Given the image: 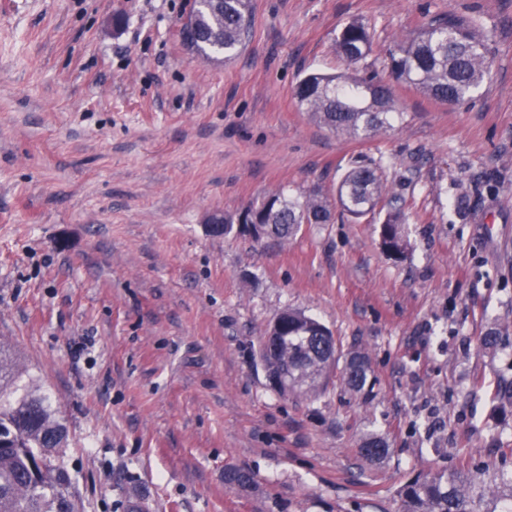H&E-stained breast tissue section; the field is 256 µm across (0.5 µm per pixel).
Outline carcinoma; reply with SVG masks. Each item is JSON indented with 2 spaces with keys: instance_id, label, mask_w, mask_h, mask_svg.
Listing matches in <instances>:
<instances>
[{
  "instance_id": "carcinoma-1",
  "label": "carcinoma",
  "mask_w": 512,
  "mask_h": 512,
  "mask_svg": "<svg viewBox=\"0 0 512 512\" xmlns=\"http://www.w3.org/2000/svg\"><path fill=\"white\" fill-rule=\"evenodd\" d=\"M249 0H198V8L181 29L183 43L209 57H229L250 35ZM336 52L349 64L366 58L373 49L369 27L361 20L346 23L336 36ZM390 75L425 95L450 105L473 99L488 75L487 49L474 27L448 11L430 17L413 35L388 55ZM300 108L321 126L352 139L392 128L399 112L392 85L376 75L355 78L345 74L313 72L296 86ZM400 198L387 185L382 165L360 159L352 163L336 190L342 215L360 220L382 216V245L403 253L400 233L404 213ZM331 210L312 192L304 200L273 194L237 217H224V232L244 233L249 224L271 225L268 237L283 241L302 224H328ZM279 332L262 343L267 374L288 370L298 394L317 398L327 389L331 369L341 367L343 384L361 391L370 367L359 353L342 355L333 336H323V325L297 310L280 316ZM40 379L0 341V512H80L73 478L62 458L69 447L68 429L60 411L41 393ZM359 454L380 460L384 441L375 434L360 442ZM227 484L243 489L254 484L253 474L230 468ZM402 512H512V471L500 468L490 480L459 470L418 476L400 489Z\"/></svg>"
}]
</instances>
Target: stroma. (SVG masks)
<instances>
[{"label":"stroma","mask_w":512,"mask_h":512,"mask_svg":"<svg viewBox=\"0 0 512 512\" xmlns=\"http://www.w3.org/2000/svg\"><path fill=\"white\" fill-rule=\"evenodd\" d=\"M194 6L0 0V339L65 416L82 512H401L416 475L511 468L512 0H251L228 59L183 44ZM448 9L488 48L472 102L400 85L361 139L299 109L305 73L344 70L348 21L374 33L358 72L382 74ZM357 159L404 200L405 255L369 218L283 244L209 229L277 192L335 205ZM287 309L366 355L369 385L276 391L260 344Z\"/></svg>","instance_id":"stroma-1"}]
</instances>
